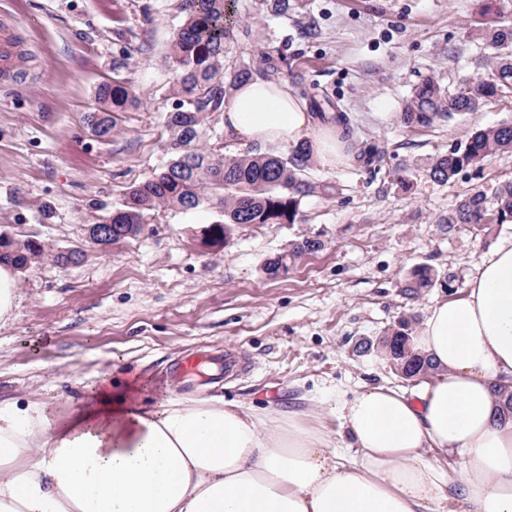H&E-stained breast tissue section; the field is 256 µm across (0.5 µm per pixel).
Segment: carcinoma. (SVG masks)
Segmentation results:
<instances>
[{
	"instance_id": "obj_1",
	"label": "carcinoma",
	"mask_w": 512,
	"mask_h": 512,
	"mask_svg": "<svg viewBox=\"0 0 512 512\" xmlns=\"http://www.w3.org/2000/svg\"><path fill=\"white\" fill-rule=\"evenodd\" d=\"M182 24L171 42L172 82L175 105L166 116L167 160L144 182L132 187L123 203L103 221L91 224L88 236L101 248L131 238L142 231L146 216L159 207L193 210L209 205L219 209L221 219L209 229L210 241H227L234 229L244 224H296L301 204L317 193L335 194L334 185H321L309 179L308 154L302 148L288 153H255L240 157L216 156L199 147L208 129L204 120L224 111V99L242 81L253 76L248 66L226 71L224 40L230 36L227 26V0H179ZM489 46L494 50L488 76L463 81L450 95L437 81L427 79L414 88L402 112L409 126L429 125L435 120H453L476 110L480 104L512 92V26L491 25ZM298 95L312 112L337 113L336 121L349 119L329 93L315 82L299 83ZM99 108L88 113L86 124L101 138L112 137L120 113L138 105L133 88L123 79L100 84L95 92ZM492 155H512V119L494 126L477 128L467 139L456 142L447 151L432 157L427 165L431 179L438 183L454 180L463 170L479 165ZM385 151L376 144L361 148L355 155L360 168L378 169ZM444 223L452 228L469 225L489 231L499 224H512V181L498 186L492 197L475 190L448 209ZM322 247L317 240L304 239L285 254L268 259L264 272L280 275L289 262ZM44 255L32 241L18 242L0 232V262L17 269L26 268ZM82 251H55L51 261L60 267L75 264ZM456 276L439 274L422 265L413 267L404 280L403 292L414 297L427 288H455ZM415 315L400 317L376 342H364L363 349H374L406 381L421 385L429 381L436 367L411 345ZM503 416L512 417V387L493 386Z\"/></svg>"
}]
</instances>
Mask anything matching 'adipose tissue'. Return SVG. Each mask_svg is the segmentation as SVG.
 <instances>
[{"mask_svg":"<svg viewBox=\"0 0 512 512\" xmlns=\"http://www.w3.org/2000/svg\"><path fill=\"white\" fill-rule=\"evenodd\" d=\"M246 146L308 147L333 169L352 138L280 81L251 77L224 102ZM416 351L436 372L416 392L364 388L339 401L345 446L313 410L259 413L210 395L139 407L132 383L100 380L65 413L0 400V512H512V239L462 296L434 305Z\"/></svg>","mask_w":512,"mask_h":512,"instance_id":"ef3b65f1","label":"adipose tissue"}]
</instances>
